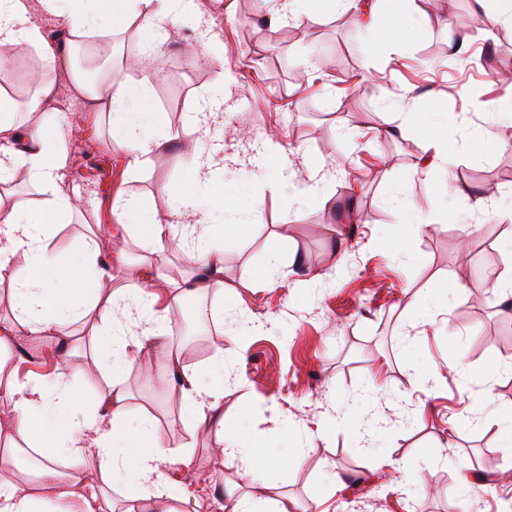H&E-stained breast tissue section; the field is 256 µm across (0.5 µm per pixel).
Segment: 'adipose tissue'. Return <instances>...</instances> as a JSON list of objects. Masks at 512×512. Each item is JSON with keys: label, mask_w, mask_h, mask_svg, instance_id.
<instances>
[{"label": "adipose tissue", "mask_w": 512, "mask_h": 512, "mask_svg": "<svg viewBox=\"0 0 512 512\" xmlns=\"http://www.w3.org/2000/svg\"><path fill=\"white\" fill-rule=\"evenodd\" d=\"M47 12L61 16L71 35L100 32L106 35L137 25L146 41L147 57L139 88L120 98L89 85L82 72H74L75 84L86 96L88 107L113 114L112 146L121 151L129 170H136L157 156L161 141L142 114L156 76L155 58L167 25L197 17L195 0H112V16L104 18L94 0H41ZM414 0H370L367 13H358V0H280L278 18L302 13L310 23L320 19V7L340 13L355 12L386 51L400 50L395 32L425 26L426 17ZM25 46L54 58L55 51L32 18L26 0H0V55L8 56ZM11 81L0 68V272L11 285L14 314L0 320V350L26 338L48 340L51 358H59L57 343L64 325L92 319L94 335L109 337L111 351L101 361L109 379L99 391L94 407L84 405L75 378L60 365L52 374L19 382L0 366V399L12 407L16 437L12 453L37 449L39 460L23 482L0 481V512H115L107 494L97 489V477L116 483L126 477L138 482L137 512H176L180 495L164 480L162 463L171 452L154 435L157 419L149 411H133L123 373L127 367L147 364L145 344L165 339L171 316L200 290L224 295V248L237 242V224L224 223L234 212L224 194L225 167L202 165L185 185L166 188V211L143 210L134 203L116 207L114 239L123 243L112 262L100 258L97 240L81 251L60 259L51 248L53 231L65 215L73 192L65 183L68 144L61 113L51 97L52 87L39 82L27 110L37 116L33 125L22 126L15 102L6 95ZM25 171L42 195L31 205L15 195L10 183L17 171ZM179 237L180 248L193 271L180 280L167 278L160 269L142 265L143 275L163 281V292L120 285L101 295L102 281L113 280L114 264H125V244H135L151 254L170 237ZM123 321H114L118 299ZM164 386L179 385L188 403L184 420L188 427L205 425L221 445L225 459L238 461L250 482L249 490L232 512H294L288 498L274 497L272 486L257 477V443L224 425V357L215 355L199 371L187 374L169 363L153 373Z\"/></svg>", "instance_id": "1"}]
</instances>
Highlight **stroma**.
<instances>
[{
  "instance_id": "35a3bbf8",
  "label": "stroma",
  "mask_w": 512,
  "mask_h": 512,
  "mask_svg": "<svg viewBox=\"0 0 512 512\" xmlns=\"http://www.w3.org/2000/svg\"><path fill=\"white\" fill-rule=\"evenodd\" d=\"M223 2L219 8L214 0H197L211 36L224 43L222 59L203 56L195 23L166 26L148 104L151 129L165 140L162 156L131 172L112 149L108 114L87 111L70 73L76 51L92 50V43L69 41L62 18L28 0L50 44L71 49L53 62L31 48L11 56L28 82L10 92L18 105L43 79L52 83L59 109L76 115L66 131L65 169L75 196L55 231L58 254L78 252L94 237L109 255L116 198L135 199L144 209L161 206L163 186L185 183L200 155L216 151L228 164L227 195L243 209L257 204L255 224L242 230L240 245L224 251L223 300H198L223 307V323H201L188 333L172 322L170 346L147 345L153 362H167L174 349L192 372L223 353L226 425L247 416L269 453L292 447L297 433L307 432L309 449L297 466L263 467L276 495L291 499L296 512L324 506L330 512H512V490L480 486L512 475V456L502 451L491 423L495 410L512 405V320L502 317V296L480 276L485 266L499 272L512 260L503 246L512 205L489 201L477 209L462 199L458 222L427 220L450 182L475 196L490 187L512 192V148L480 155L461 146L474 129L512 125V28H490L477 0H416L427 24L404 33L401 50L388 54L348 14L326 13L314 25L302 15L275 24L278 0ZM114 39L126 62L110 65L105 75L113 93L126 95L139 85L145 44L133 27ZM452 39L467 52L451 54ZM199 104L215 113L205 138L186 123ZM428 108L434 117L424 135L448 136L453 145L446 165L418 176L424 136L398 129L390 115L420 116ZM269 137L283 146L296 182L318 187L310 204L289 201L274 163L256 162ZM410 215L424 223L413 237ZM406 237L410 260L399 256ZM274 245L296 264L281 265L268 282L258 264ZM306 268L326 275L315 290L299 283ZM445 282L471 285L473 293L449 298L424 317L408 310L423 290ZM279 317L285 329H250L253 321ZM64 331L85 400L93 402L103 383L101 344L82 323ZM381 360L384 387L374 393L370 374ZM436 369L444 378L439 385L431 378ZM125 385L134 406L159 419L157 437L174 455L162 473L185 492L178 512H228L232 502L218 497L219 487L243 493L246 482L233 463L214 471L217 444L206 429L186 428L180 388L161 387L135 366ZM272 400L287 421L268 410ZM333 406L350 410L370 431V449L344 430L317 435ZM457 415L464 423L449 429ZM189 442L194 449L185 464L180 457ZM374 447L400 464L417 461L421 483L390 489L389 473L377 469L370 453ZM464 465L479 484L463 509Z\"/></svg>"
}]
</instances>
